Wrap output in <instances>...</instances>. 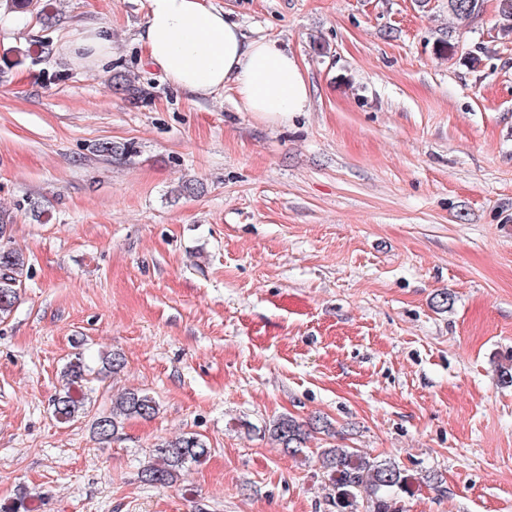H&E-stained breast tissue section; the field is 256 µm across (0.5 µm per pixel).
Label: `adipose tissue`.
Wrapping results in <instances>:
<instances>
[{"instance_id": "ef3b65f1", "label": "adipose tissue", "mask_w": 512, "mask_h": 512, "mask_svg": "<svg viewBox=\"0 0 512 512\" xmlns=\"http://www.w3.org/2000/svg\"><path fill=\"white\" fill-rule=\"evenodd\" d=\"M140 40L149 64L188 94L230 90L243 110L284 121L309 106L297 60L276 41L246 40L238 24L206 0H147Z\"/></svg>"}]
</instances>
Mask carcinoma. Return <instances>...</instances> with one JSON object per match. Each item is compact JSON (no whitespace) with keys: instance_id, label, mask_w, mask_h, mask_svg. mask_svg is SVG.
I'll return each mask as SVG.
<instances>
[{"instance_id":"cac0c4a2","label":"carcinoma","mask_w":512,"mask_h":512,"mask_svg":"<svg viewBox=\"0 0 512 512\" xmlns=\"http://www.w3.org/2000/svg\"><path fill=\"white\" fill-rule=\"evenodd\" d=\"M482 7V0H448V11L456 18L466 20ZM10 216L0 212V315L8 314L19 299L18 285L23 275L25 258L10 247ZM125 367V358L119 352L105 354L100 367L94 369L82 358L70 361L64 371V388L52 399L55 416L69 421L84 413L85 400L92 391V383L116 375ZM158 410L156 400L141 390L125 391L112 403V409L92 422L96 439L107 442L114 438L126 420L152 418ZM269 438L285 452L296 456L303 452L309 438L305 425L291 416H281L266 428ZM210 453L206 441L195 433L165 441L154 449V461L142 471L145 482L169 485L177 480L190 463H200ZM320 459L336 489L334 505L339 512H347L358 501L367 503L369 512H395V501L402 494L412 493L409 477L388 460H378L354 448H324Z\"/></svg>"}]
</instances>
